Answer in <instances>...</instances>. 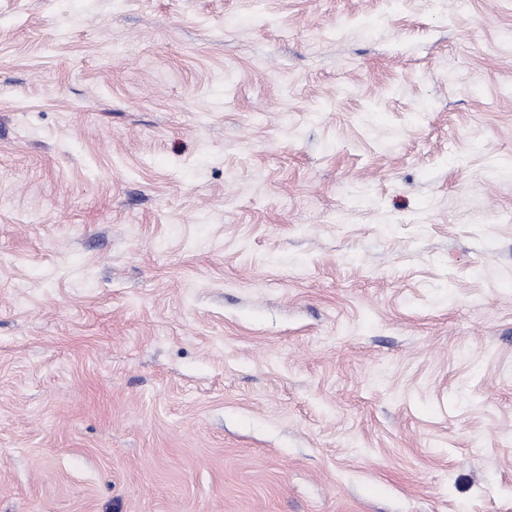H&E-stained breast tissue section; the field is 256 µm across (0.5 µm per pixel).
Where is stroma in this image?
Instances as JSON below:
<instances>
[{"instance_id": "obj_1", "label": "stroma", "mask_w": 512, "mask_h": 512, "mask_svg": "<svg viewBox=\"0 0 512 512\" xmlns=\"http://www.w3.org/2000/svg\"><path fill=\"white\" fill-rule=\"evenodd\" d=\"M512 0H0V512H512Z\"/></svg>"}]
</instances>
